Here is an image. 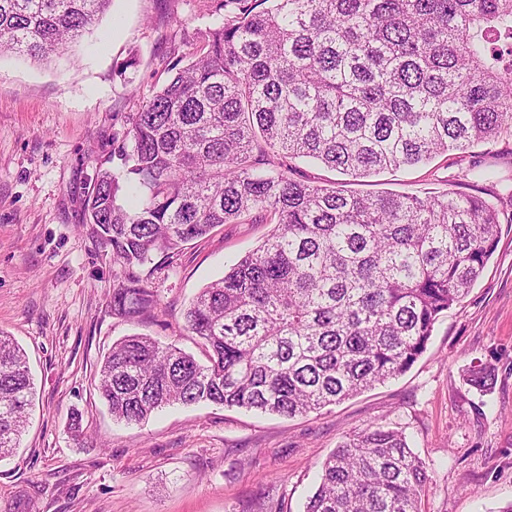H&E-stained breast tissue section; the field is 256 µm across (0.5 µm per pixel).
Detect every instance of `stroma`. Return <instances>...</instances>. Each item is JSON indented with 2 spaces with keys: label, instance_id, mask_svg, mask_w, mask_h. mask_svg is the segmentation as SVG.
<instances>
[{
  "label": "stroma",
  "instance_id": "1",
  "mask_svg": "<svg viewBox=\"0 0 512 512\" xmlns=\"http://www.w3.org/2000/svg\"><path fill=\"white\" fill-rule=\"evenodd\" d=\"M223 22L224 0H112L97 29L59 57L0 48V332L25 350L36 390L19 448L0 459V512H304L322 462L372 423L402 429L425 462L422 512H501L512 503L510 135L368 178L291 163L295 179L314 185L454 190L498 209V244L482 276L405 374L295 418L201 403L126 424L100 399V362L124 336L147 334L203 359L185 308L273 229L245 217L155 257L146 282L154 315L138 324L113 316L122 269L83 213L95 167L168 66L188 63ZM472 167L491 180H471ZM478 363L495 370L485 394L463 379Z\"/></svg>",
  "mask_w": 512,
  "mask_h": 512
}]
</instances>
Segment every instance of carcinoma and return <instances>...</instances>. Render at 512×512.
Segmentation results:
<instances>
[{"label":"carcinoma","mask_w":512,"mask_h":512,"mask_svg":"<svg viewBox=\"0 0 512 512\" xmlns=\"http://www.w3.org/2000/svg\"><path fill=\"white\" fill-rule=\"evenodd\" d=\"M111 0H0V47L43 59ZM194 60L133 113L96 168L84 218L125 269L112 314L156 309L142 268L246 213L275 221L185 312L207 363L141 334L112 345L99 392L138 424L210 403L292 418L406 373L481 276L497 209L449 191L359 195L291 177L308 158L352 178L429 163L512 131V0H224ZM465 382L487 393L495 371ZM25 352L0 336V458L33 404ZM429 475L399 430L350 433L305 512H421Z\"/></svg>","instance_id":"obj_1"}]
</instances>
